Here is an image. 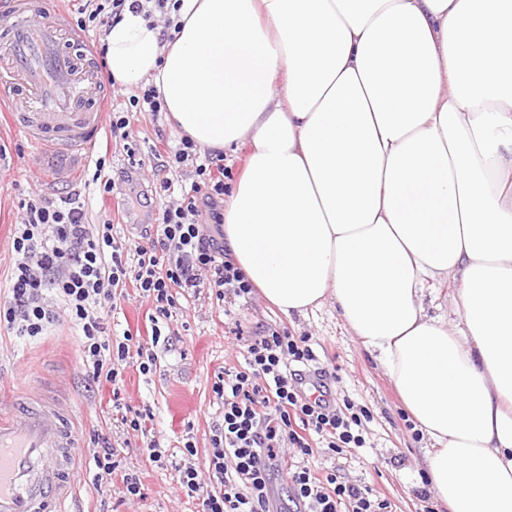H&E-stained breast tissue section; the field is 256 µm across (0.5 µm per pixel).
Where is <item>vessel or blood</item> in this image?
I'll return each instance as SVG.
<instances>
[{
	"mask_svg": "<svg viewBox=\"0 0 512 512\" xmlns=\"http://www.w3.org/2000/svg\"><path fill=\"white\" fill-rule=\"evenodd\" d=\"M48 0H0V86L19 91L13 127L37 145L89 158L105 129L103 78L90 55L64 49L65 8ZM79 427L40 388L0 402V512H67L78 478Z\"/></svg>",
	"mask_w": 512,
	"mask_h": 512,
	"instance_id": "vessel-or-blood-1",
	"label": "vessel or blood"
}]
</instances>
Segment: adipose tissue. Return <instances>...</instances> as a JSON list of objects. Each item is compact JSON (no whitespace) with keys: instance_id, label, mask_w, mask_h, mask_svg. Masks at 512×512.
I'll return each instance as SVG.
<instances>
[{"instance_id":"1","label":"adipose tissue","mask_w":512,"mask_h":512,"mask_svg":"<svg viewBox=\"0 0 512 512\" xmlns=\"http://www.w3.org/2000/svg\"><path fill=\"white\" fill-rule=\"evenodd\" d=\"M125 9L118 83L150 79L199 147L248 148L224 246L286 317L333 300L432 443L445 512H512V0H181ZM452 279L451 332L425 299ZM144 2L151 4V6L146 7L148 9L144 12L145 18L150 21L149 27L158 29V22L162 21L163 27L159 31L160 40L161 42L171 40L173 37H171V34H168V30L173 26V20L170 16V5L172 4V9L177 11L181 0H145ZM153 17H156V19L151 20ZM172 29L169 31L172 32Z\"/></svg>"}]
</instances>
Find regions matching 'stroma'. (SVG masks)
<instances>
[{
	"label": "stroma",
	"instance_id": "stroma-1",
	"mask_svg": "<svg viewBox=\"0 0 512 512\" xmlns=\"http://www.w3.org/2000/svg\"><path fill=\"white\" fill-rule=\"evenodd\" d=\"M169 143L180 139L164 116L137 113L133 120L130 148L111 145L100 171L113 177L110 197H100L92 177L94 162L74 161L60 150H39L22 132L7 130L0 134L6 157L0 173V279L13 264L12 237L19 220L21 201L35 193L50 198L80 194L89 205L90 223H98L101 214L112 217V234L121 241L138 239L143 225L153 223L163 198L159 181L149 159L159 138ZM151 191L148 206L118 211L130 186ZM169 341L159 342L154 352L156 365L147 374L127 368L119 387L108 383L89 384L79 355L78 338L69 321H60L48 336L28 339L0 334V397L19 392L28 381H37L53 395L83 429V444L77 457L84 466L72 505L80 512H197L196 500L179 489L171 456L183 438H191L198 456L211 450L210 436L222 420V407L211 390L214 375L221 368H233L243 362L244 345L226 333L227 318L241 320L245 330L272 324L287 328L295 336H307L321 365H333L336 377L330 388L340 398H348L366 409L371 420L366 425V444L353 449L351 457L340 458L315 448L309 463L313 468H338L345 481L368 486L385 494L395 512H419L418 490L423 484V461L431 442L416 437L407 426L406 415L381 365L348 329L334 301H326L307 318L288 319L268 304L259 293L250 299L225 293L216 300L211 291L180 302ZM120 404H113V397ZM150 407L154 418L146 434L130 433V445L121 454L126 466L141 474L145 499L123 501L122 486L105 483L94 487L96 467L92 459L94 435L115 436L120 405ZM158 440L161 461H151L145 451L150 440Z\"/></svg>",
	"mask_w": 512,
	"mask_h": 512
}]
</instances>
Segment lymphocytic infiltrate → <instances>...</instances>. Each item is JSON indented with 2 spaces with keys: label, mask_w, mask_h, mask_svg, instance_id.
Returning <instances> with one entry per match:
<instances>
[{
  "label": "lymphocytic infiltrate",
  "mask_w": 512,
  "mask_h": 512,
  "mask_svg": "<svg viewBox=\"0 0 512 512\" xmlns=\"http://www.w3.org/2000/svg\"><path fill=\"white\" fill-rule=\"evenodd\" d=\"M181 0H86L89 21L111 25L125 6L144 11L145 18L162 21L161 40H168L170 16ZM130 108L112 113V137L129 139L133 112L160 113L165 109L155 86L140 87L129 99ZM160 187L170 191L174 178L191 176L175 202L163 205L157 224L147 228L137 245L116 240L111 219L92 224L83 204L72 198L53 201L36 194L22 203L23 217L12 240L14 265L8 294L0 303V326L18 336L46 335L60 314H67L81 334V359L92 380L116 384L128 365L149 373L158 344L177 310L178 291L199 294L225 289L239 296L253 287L241 270L223 257L224 248L204 234L202 221H221L218 206L229 172L224 155H199L189 138L165 152L154 153ZM152 303L147 333L124 332L112 342L105 317L127 298L129 290ZM246 354L240 368L217 373L212 392L223 409V419L211 436L212 450L199 463L175 465L181 490L200 502L201 512H275L271 474L284 471L294 512H392L389 500L370 489L339 479L335 471L319 472L307 464L313 455L310 437L318 435L333 455L365 445L366 410L351 402L337 404L326 382L329 370L317 367V357L306 337L268 327L245 334ZM314 365L323 389L308 396L304 366ZM95 484L120 479L125 497H143L137 470L125 467L121 452L110 438H102L93 452Z\"/></svg>",
  "instance_id": "f902f5d3"
}]
</instances>
